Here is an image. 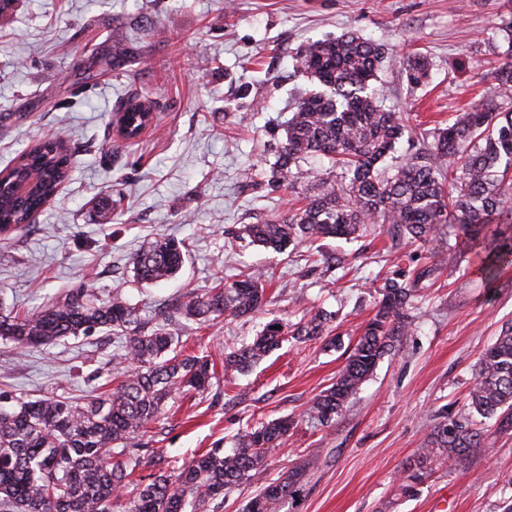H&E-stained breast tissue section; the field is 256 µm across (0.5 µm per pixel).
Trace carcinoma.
<instances>
[{"mask_svg":"<svg viewBox=\"0 0 512 512\" xmlns=\"http://www.w3.org/2000/svg\"><path fill=\"white\" fill-rule=\"evenodd\" d=\"M386 57L385 49L356 33L310 43L300 55V71L314 88L301 94L288 120L282 150L271 179L310 180L301 166L307 157L328 158L343 169L344 181L319 182L315 195L291 215L266 224H245L252 243L274 251L321 239L349 237L370 224L388 225L394 240L425 241L444 226L458 225L497 258L507 245L496 216L512 201V110L502 111L496 95L512 91V63L494 72L493 93L433 135L386 176L377 168L407 127L400 113L379 105L371 83ZM410 83L428 78L423 57L403 63ZM152 120L136 98L116 115L131 135ZM72 168L61 141L42 140L21 150L12 166L0 171V231L29 226L59 191ZM184 245L160 237L133 257L134 278L158 282L176 275ZM413 289L387 283L373 315L363 324L336 382L305 412L312 424L326 426L360 390L396 344L408 334ZM266 304L263 275L242 272L202 293L190 291L167 305L156 320L142 314L119 291L97 295L76 288L64 298L25 315L0 312V339L18 354L70 337L103 332L122 340L118 364L122 380L85 400L47 397L26 401L0 392V507L5 512H186L222 498L232 488L259 479L267 451L279 446L294 424L290 418L241 431L238 446L226 453L213 448L192 457L176 471L150 479L126 501L121 489L140 466L132 441L162 413L175 393H199L211 383L205 357L182 354L181 339L190 322L221 315L245 317ZM327 315L317 311L290 323L273 317L248 345L224 350V369L244 372L277 349L286 337L329 336ZM491 421L474 427V418ZM512 430V326L502 330L479 358L467 408L439 422L414 467L405 472V490L424 474L450 462L457 471L489 452L498 433ZM308 462L266 482L243 512H276L306 476Z\"/></svg>","mask_w":512,"mask_h":512,"instance_id":"carcinoma-1","label":"carcinoma"}]
</instances>
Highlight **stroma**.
Segmentation results:
<instances>
[{
  "mask_svg": "<svg viewBox=\"0 0 512 512\" xmlns=\"http://www.w3.org/2000/svg\"><path fill=\"white\" fill-rule=\"evenodd\" d=\"M509 16L512 0H18L0 15V170L47 134L65 140L72 162L33 224L0 237L1 307L24 314L84 285L120 290L148 312L243 271L268 279V313L189 325L186 352L208 357L215 375L204 392L173 395L137 437L136 477L291 417L262 482L298 462L310 468L276 512H502L512 500V432L469 470L438 466L402 489L435 424L466 404L481 352L512 325V261L485 278L455 225L398 246L377 225L283 252L241 237L243 225L298 208L318 180L341 179L315 156L306 162L315 180H270L298 94L312 87L296 70L304 45L346 32L386 45L373 86L413 138L429 140L491 94V68L511 48L499 31ZM112 50L111 70L86 71ZM416 53L429 60L420 86L401 65ZM136 92L157 118L128 142L111 120ZM99 194L116 202L106 222L92 210ZM160 236L185 244L186 263L172 279L138 284L131 258ZM425 267L432 275L415 282ZM390 281L418 285L410 332L330 426L312 427L305 411L335 381ZM310 310L333 313L330 340L291 338L249 371L225 372V346L252 341L269 314L294 322ZM118 351L101 332L21 356L0 340V390L26 400L92 395L113 387Z\"/></svg>",
  "mask_w": 512,
  "mask_h": 512,
  "instance_id": "stroma-1",
  "label": "stroma"
}]
</instances>
